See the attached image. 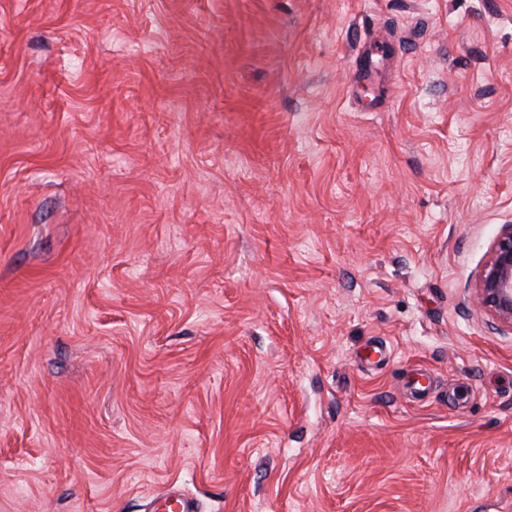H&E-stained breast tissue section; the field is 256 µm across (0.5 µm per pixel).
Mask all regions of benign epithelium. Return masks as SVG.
<instances>
[{"label": "benign epithelium", "instance_id": "1", "mask_svg": "<svg viewBox=\"0 0 512 512\" xmlns=\"http://www.w3.org/2000/svg\"><path fill=\"white\" fill-rule=\"evenodd\" d=\"M476 301L500 322L512 326V224L503 225L476 284Z\"/></svg>", "mask_w": 512, "mask_h": 512}]
</instances>
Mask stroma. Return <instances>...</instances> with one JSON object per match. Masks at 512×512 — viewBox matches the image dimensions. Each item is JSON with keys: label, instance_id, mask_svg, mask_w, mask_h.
I'll list each match as a JSON object with an SVG mask.
<instances>
[{"label": "stroma", "instance_id": "35a3bbf8", "mask_svg": "<svg viewBox=\"0 0 512 512\" xmlns=\"http://www.w3.org/2000/svg\"><path fill=\"white\" fill-rule=\"evenodd\" d=\"M505 224L512 0H0V512H512ZM476 288L478 305L512 327V224L503 225ZM159 506L154 512H198V505L177 485L172 483L165 494L159 499Z\"/></svg>", "mask_w": 512, "mask_h": 512}]
</instances>
